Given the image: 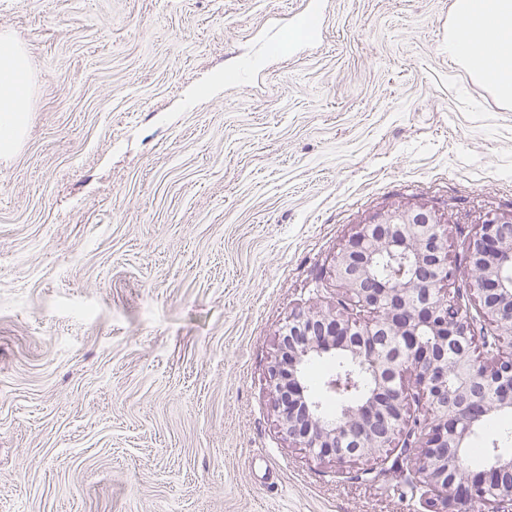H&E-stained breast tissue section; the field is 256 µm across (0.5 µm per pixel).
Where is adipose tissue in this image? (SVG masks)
I'll list each match as a JSON object with an SVG mask.
<instances>
[{
  "label": "adipose tissue",
  "instance_id": "1",
  "mask_svg": "<svg viewBox=\"0 0 512 512\" xmlns=\"http://www.w3.org/2000/svg\"><path fill=\"white\" fill-rule=\"evenodd\" d=\"M458 27L448 35V56L512 103V0H456ZM28 56L12 38L0 37V155L13 152L29 110Z\"/></svg>",
  "mask_w": 512,
  "mask_h": 512
}]
</instances>
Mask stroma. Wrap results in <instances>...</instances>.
Here are the masks:
<instances>
[{
	"label": "stroma",
	"mask_w": 512,
	"mask_h": 512,
	"mask_svg": "<svg viewBox=\"0 0 512 512\" xmlns=\"http://www.w3.org/2000/svg\"><path fill=\"white\" fill-rule=\"evenodd\" d=\"M455 0H0L27 130L0 157V512H434L291 447L267 370L377 215L512 212V108Z\"/></svg>",
	"instance_id": "stroma-1"
}]
</instances>
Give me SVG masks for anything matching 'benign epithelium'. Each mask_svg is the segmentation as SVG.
Returning a JSON list of instances; mask_svg holds the SVG:
<instances>
[{
    "mask_svg": "<svg viewBox=\"0 0 512 512\" xmlns=\"http://www.w3.org/2000/svg\"><path fill=\"white\" fill-rule=\"evenodd\" d=\"M392 276L374 275L383 256ZM467 284L476 315L489 327L476 334L471 311L451 300L457 266L448 262L447 228L424 211L391 210L363 224L329 271L351 308L290 314L284 347L268 368L283 433L318 458L345 464L386 461L411 409L428 411L417 444L418 484L446 512L475 503L512 512V458L498 455L473 472L462 464L467 441L484 419L512 410V214L489 215L470 247ZM342 349L361 362L370 391L327 422L307 394L304 366Z\"/></svg>",
    "mask_w": 512,
    "mask_h": 512,
    "instance_id": "7a95c632",
    "label": "benign epithelium"
}]
</instances>
